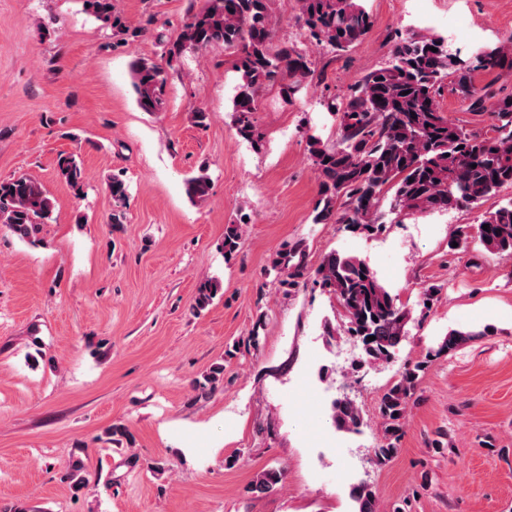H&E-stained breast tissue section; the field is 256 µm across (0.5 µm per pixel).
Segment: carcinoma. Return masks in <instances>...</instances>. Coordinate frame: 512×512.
Listing matches in <instances>:
<instances>
[{
	"label": "carcinoma",
	"instance_id": "cac0c4a2",
	"mask_svg": "<svg viewBox=\"0 0 512 512\" xmlns=\"http://www.w3.org/2000/svg\"><path fill=\"white\" fill-rule=\"evenodd\" d=\"M86 11L118 34L136 38L132 28L112 13V0H82ZM274 0H206L193 13L176 39L163 47L167 63L178 62L188 51H203L223 44L235 54L233 68L239 73L232 101L236 129L252 147L262 146L264 134L253 122L260 89L285 81L283 93L291 98L307 88L315 69L312 61L294 48L277 47L273 23ZM301 23L310 41L345 51L361 41L374 25L364 0H298ZM436 51H431V48ZM391 56L396 63L373 69L348 88L342 100L327 104L334 116L338 137L329 144L308 136L307 146L318 173V200L313 209L315 224H343L352 232L376 234L385 224L407 216L468 209L503 187L512 188V96L498 98L489 87L475 86L473 68L454 53L442 37L395 34ZM476 68L493 72L512 69V43L488 46ZM137 102L146 112H157L163 104L161 68L139 58L132 63ZM452 79L456 90L471 101L474 110L492 114L487 131L468 129L440 112L437 97L443 83ZM59 175L77 193L85 186V173L73 154H60ZM211 178L202 171L186 181V194L194 202L205 201ZM111 220H126L128 186L118 175L109 182ZM53 201L43 187L22 176L0 182V225L20 239L32 240L40 226L52 220ZM489 225L483 229V225ZM243 223L224 227L222 250L227 261L240 249ZM461 224L456 243L469 240L487 251L512 259V198L485 213L476 233ZM271 269L282 287L298 288L313 280L334 295L347 333L360 348L355 366L392 361L409 335L410 311L379 278L376 270L355 255L332 251L319 265L308 266L302 241L288 244L271 261ZM221 290L220 282L200 284L193 310L209 307ZM452 329L439 342L437 353L447 354L477 335ZM374 340H369V337ZM426 361L403 365L397 379L381 397L378 406L383 443L373 449L378 464L390 461L399 451L401 435L419 375ZM331 419L340 430L357 431L364 423L358 405L348 397L334 400ZM282 473L266 469L254 478L250 492L262 496L277 491ZM357 512H380L372 488H351Z\"/></svg>",
	"mask_w": 512,
	"mask_h": 512
}]
</instances>
